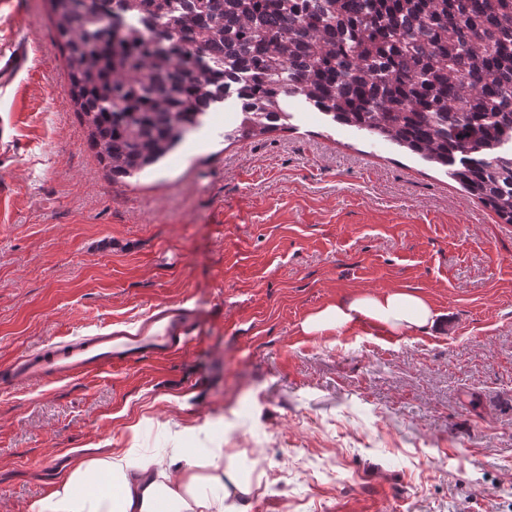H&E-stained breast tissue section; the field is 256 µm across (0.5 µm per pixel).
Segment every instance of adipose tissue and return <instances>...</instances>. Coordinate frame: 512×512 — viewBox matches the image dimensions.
Listing matches in <instances>:
<instances>
[{"label": "adipose tissue", "instance_id": "1", "mask_svg": "<svg viewBox=\"0 0 512 512\" xmlns=\"http://www.w3.org/2000/svg\"><path fill=\"white\" fill-rule=\"evenodd\" d=\"M366 319L399 332L430 329L436 315L422 295L405 290L365 293L308 316L302 329L317 334ZM201 464L185 453L163 459L134 448L75 459L32 512H224L220 449Z\"/></svg>", "mask_w": 512, "mask_h": 512}]
</instances>
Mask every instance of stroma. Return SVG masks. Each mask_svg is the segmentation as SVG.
I'll return each instance as SVG.
<instances>
[{
  "instance_id": "1",
  "label": "stroma",
  "mask_w": 512,
  "mask_h": 512,
  "mask_svg": "<svg viewBox=\"0 0 512 512\" xmlns=\"http://www.w3.org/2000/svg\"><path fill=\"white\" fill-rule=\"evenodd\" d=\"M0 512L68 463L220 448L226 512H512V224L445 167L331 122L227 141L228 94L156 166L113 180L86 144L47 0H0ZM408 288L427 331L303 321ZM183 302L174 356L12 384L7 364ZM26 55L24 49H18L10 58L0 57V84L2 88L8 86L15 75L22 69Z\"/></svg>"
}]
</instances>
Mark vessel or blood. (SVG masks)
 Masks as SVG:
<instances>
[{
    "label": "vessel or blood",
    "mask_w": 512,
    "mask_h": 512,
    "mask_svg": "<svg viewBox=\"0 0 512 512\" xmlns=\"http://www.w3.org/2000/svg\"><path fill=\"white\" fill-rule=\"evenodd\" d=\"M191 317L186 308L166 305L126 329L85 336L20 357L10 370L19 382L63 380L139 363L148 356L167 357L178 351L177 341L186 335Z\"/></svg>",
    "instance_id": "vessel-or-blood-1"
}]
</instances>
